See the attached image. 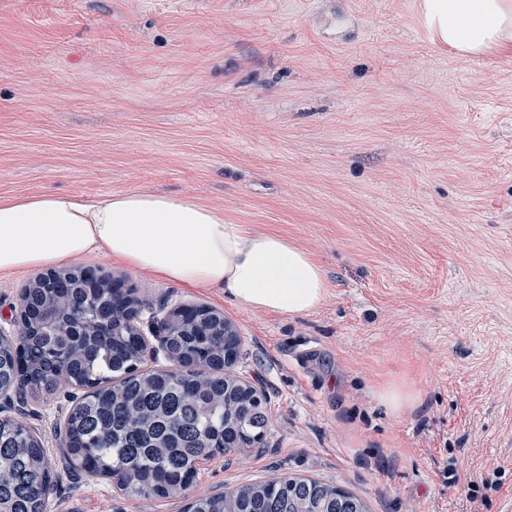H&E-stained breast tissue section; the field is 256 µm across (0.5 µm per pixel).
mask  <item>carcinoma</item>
<instances>
[{"label":"carcinoma","instance_id":"carcinoma-1","mask_svg":"<svg viewBox=\"0 0 512 512\" xmlns=\"http://www.w3.org/2000/svg\"><path fill=\"white\" fill-rule=\"evenodd\" d=\"M27 318L17 337L0 335V395L83 390L59 429L71 471L115 481L140 497L185 496L200 464L248 451L269 426L266 398L244 418L225 416L239 382L224 371V314L160 321L172 369H146L137 307H112L111 289L69 276L53 288L21 291ZM58 474L41 439L20 419L0 418V512H47ZM336 512V486L282 478L240 484L234 494L192 498L187 512Z\"/></svg>","mask_w":512,"mask_h":512}]
</instances>
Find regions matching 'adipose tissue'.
Returning a JSON list of instances; mask_svg holds the SVG:
<instances>
[{"mask_svg":"<svg viewBox=\"0 0 512 512\" xmlns=\"http://www.w3.org/2000/svg\"><path fill=\"white\" fill-rule=\"evenodd\" d=\"M434 38L466 54L512 45V0H421ZM97 255L234 304L283 315L320 306L319 264L277 234L226 223L194 199L125 192L89 203L70 194L0 198V275Z\"/></svg>","mask_w":512,"mask_h":512,"instance_id":"adipose-tissue-1","label":"adipose tissue"}]
</instances>
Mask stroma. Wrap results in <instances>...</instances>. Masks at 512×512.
<instances>
[{"mask_svg":"<svg viewBox=\"0 0 512 512\" xmlns=\"http://www.w3.org/2000/svg\"><path fill=\"white\" fill-rule=\"evenodd\" d=\"M154 191L274 232L329 295L286 316L90 255L157 325L207 305L267 399L260 445L206 461L192 495L312 478L372 512H500L512 498V45L465 55L420 0H0V198ZM35 271L0 276V333ZM416 398L396 414L379 399ZM77 391L0 396L43 441L48 512H185L73 476L57 430ZM474 488H467V480Z\"/></svg>","mask_w":512,"mask_h":512,"instance_id":"35a3bbf8","label":"stroma"}]
</instances>
